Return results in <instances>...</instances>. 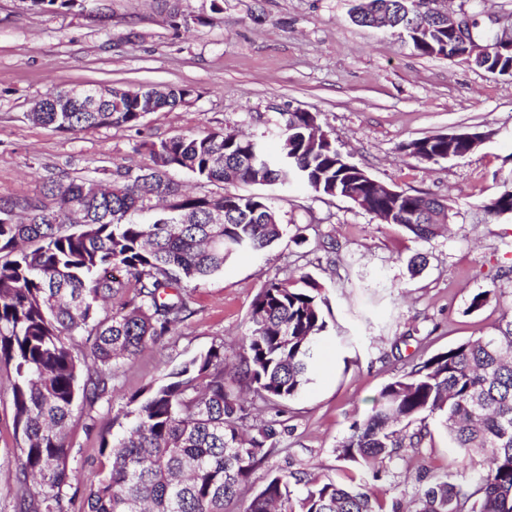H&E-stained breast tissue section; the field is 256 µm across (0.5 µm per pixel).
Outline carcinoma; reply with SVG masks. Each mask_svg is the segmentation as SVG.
Here are the masks:
<instances>
[{"instance_id": "obj_1", "label": "carcinoma", "mask_w": 512, "mask_h": 512, "mask_svg": "<svg viewBox=\"0 0 512 512\" xmlns=\"http://www.w3.org/2000/svg\"><path fill=\"white\" fill-rule=\"evenodd\" d=\"M388 12L392 29L406 33L421 56L456 58L448 28L414 0H359L354 19ZM95 101L50 93L33 121L61 132L136 127L138 97L154 109H172L191 94L182 87L109 89ZM312 112H290L279 149L234 133L173 136L149 146L151 165L126 171L112 186L65 177L40 199H0V363L12 367L15 430L21 435L19 481L34 492L21 512H65L76 480L68 465L66 429L77 402L107 391L112 371L194 314L183 284L224 269L242 252H262L288 230L259 193L227 190L190 194L169 173L186 171L204 183L244 184L288 191L295 183L339 196L389 224L428 240L447 223L448 206L423 193H377L333 141L309 143ZM413 159L436 164L471 154L458 142L448 151L440 135L402 146ZM492 216L512 214V180L485 205ZM224 222L210 223L215 212ZM273 278L256 295L239 363L229 366L224 346H212L129 398L135 409L117 437H103L102 477L90 489L86 512H224L273 452L274 425L258 435L243 431L248 412L236 393L278 409L312 383L318 346L327 330L315 284ZM440 420L461 469L419 487L412 512H512V321L495 336L479 337L419 359L386 384L370 415L352 426L337 448L356 465L349 485L307 472L269 475L242 512H403L384 503L371 482L402 448H420L427 421Z\"/></svg>"}]
</instances>
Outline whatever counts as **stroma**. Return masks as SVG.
Masks as SVG:
<instances>
[{
	"label": "stroma",
	"instance_id": "stroma-1",
	"mask_svg": "<svg viewBox=\"0 0 512 512\" xmlns=\"http://www.w3.org/2000/svg\"><path fill=\"white\" fill-rule=\"evenodd\" d=\"M356 0H84L42 11L0 0V198H43L60 177L111 180L145 168L147 144L202 131L243 133L278 147L290 112H313L337 149L374 179L445 199L450 220L430 240L380 223L344 198L295 186L269 191L288 233L262 254L229 259L189 284L195 313L134 360L120 364L107 394L79 403L68 429L77 475L67 512H84L100 477L103 437L121 432L129 397L211 346L235 361L249 311L271 278L309 276L328 301V328L312 383L285 412L256 404L249 432L277 429L276 453L251 476L308 471L349 483L356 469L337 449L370 414L384 385L413 362L493 334L512 320V215L483 208L512 176V77L462 61L419 55L411 42L352 20ZM87 86L190 89L184 105L147 114L141 125L62 133L28 120L53 90ZM491 131L462 159L420 163L410 140ZM424 254L412 272L410 259ZM503 298L472 312L478 292ZM11 367L0 363V512H20ZM429 447L406 449L377 482L384 502L409 500L420 478L455 470L436 422Z\"/></svg>",
	"mask_w": 512,
	"mask_h": 512
}]
</instances>
